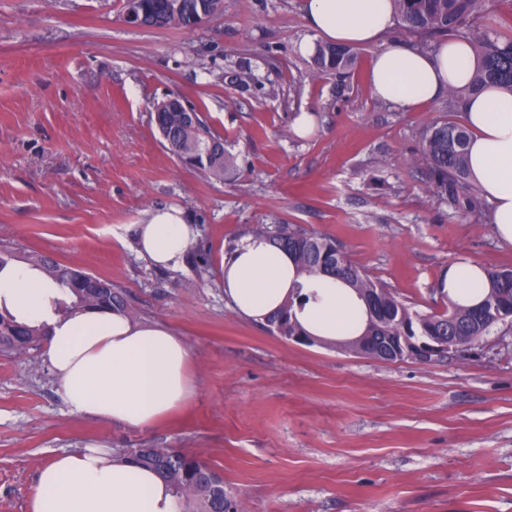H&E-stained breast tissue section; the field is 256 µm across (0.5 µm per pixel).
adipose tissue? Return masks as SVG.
I'll return each instance as SVG.
<instances>
[{
  "instance_id": "obj_1",
  "label": "adipose tissue",
  "mask_w": 512,
  "mask_h": 512,
  "mask_svg": "<svg viewBox=\"0 0 512 512\" xmlns=\"http://www.w3.org/2000/svg\"><path fill=\"white\" fill-rule=\"evenodd\" d=\"M314 36L301 45L316 52V37L344 47H373L367 79L371 94L407 110L466 87L476 67L470 45L444 40L433 51L378 40L395 23L391 0H307ZM473 131L468 180L493 204L491 224L512 244V94L490 86L465 103ZM196 231L183 211L151 213L137 229L139 253L155 266L181 268ZM224 294L243 316L260 319L285 301L295 269L287 254L254 237L224 258ZM317 298L300 316L313 336L333 341L357 336L365 308L352 289L321 277ZM56 286L22 265L0 270V308L19 321L46 324L43 355L71 412L131 428L157 424L192 392L191 352L169 328L134 323L108 310L55 312ZM28 512H178L169 486L151 469L113 458L100 447L56 455L40 468Z\"/></svg>"
}]
</instances>
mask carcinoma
<instances>
[{
    "instance_id": "obj_1",
    "label": "carcinoma",
    "mask_w": 512,
    "mask_h": 512,
    "mask_svg": "<svg viewBox=\"0 0 512 512\" xmlns=\"http://www.w3.org/2000/svg\"><path fill=\"white\" fill-rule=\"evenodd\" d=\"M185 13L165 22L167 27L195 28L192 17L198 0H183ZM400 30L414 39L421 50L438 41L459 39L474 49L477 65L469 85L448 91V106L463 110L466 98L488 85H497L512 94V36L505 37L488 23L490 0H392ZM357 52L349 47L321 44L314 56L315 75L336 74L342 77L354 64ZM190 132L182 125V113H163L162 126L173 132L183 150L182 164L201 170L222 181L232 168V159L224 150V139L216 134L204 117ZM470 132L463 124L446 119L428 127L418 148L410 155V164L424 170L428 188L440 199L463 212L482 207V200L468 182V145ZM249 235L263 239L286 252L295 266L298 281L293 292L262 326L284 338L299 337L310 344L312 336L302 328L297 311L310 301L301 280L327 276L341 281L365 299L368 288H377L380 302L365 306L363 334L375 336H446L451 334L467 344L475 342L512 317V268L480 266L486 288L476 303H463L441 288L443 308L422 313L413 311L388 287L374 282L367 272L354 264L336 244V240L308 233L294 224H254ZM21 260L39 271L62 290L56 312L66 315L75 308L120 310L134 316L123 293L112 281L93 275L76 265L62 264L48 256L30 251L22 257L0 246V271ZM47 339L45 326L20 322L7 309H0V355L22 356L39 348ZM119 456L151 468L170 487L182 506L181 512H225L234 494L224 487V479L206 463L172 448H123Z\"/></svg>"
}]
</instances>
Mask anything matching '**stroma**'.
<instances>
[{"label":"stroma","mask_w":512,"mask_h":512,"mask_svg":"<svg viewBox=\"0 0 512 512\" xmlns=\"http://www.w3.org/2000/svg\"><path fill=\"white\" fill-rule=\"evenodd\" d=\"M306 0H224L194 29L131 27L121 0H0V245L111 280L138 321L191 350L193 390L132 430L70 412L42 351L0 355V512H27L40 468L95 443L210 465L245 512H512V328L430 362H379L275 336L224 295L230 238L295 224L336 239L420 312L458 261L512 267L491 205L465 214L407 159L447 97L372 96L358 51L314 77ZM178 95L224 139L223 181L181 166L152 119ZM317 119L291 132L301 111ZM182 209L203 259L154 267L136 228Z\"/></svg>","instance_id":"obj_1"}]
</instances>
